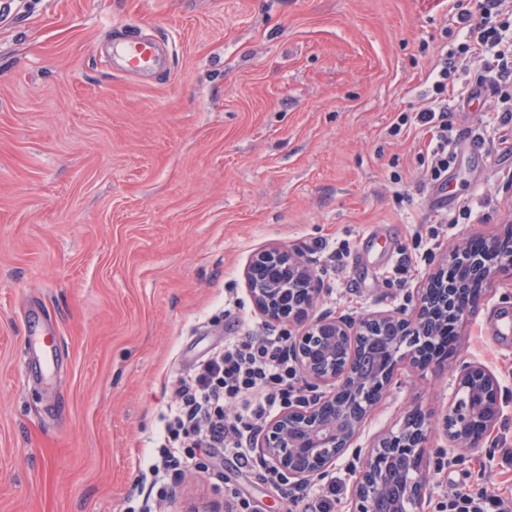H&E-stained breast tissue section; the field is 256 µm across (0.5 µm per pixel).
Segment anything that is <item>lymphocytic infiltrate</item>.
<instances>
[{"mask_svg": "<svg viewBox=\"0 0 512 512\" xmlns=\"http://www.w3.org/2000/svg\"><path fill=\"white\" fill-rule=\"evenodd\" d=\"M512 13V0H474L471 11L459 14L468 28L460 49L441 53L432 71L431 106L419 113L421 123L431 125L436 146L427 157L425 175L438 180L448 170L457 141L450 119L448 82L462 57L484 64L480 85L493 95L491 111L512 121V37L503 36L498 17ZM290 336L281 329L262 335L246 333L225 339L221 348L199 362L188 375L179 377L173 400L164 417L158 455L148 471L153 483L181 476L196 465L199 448L222 450L241 471L259 470L272 485L287 484V477L256 455L253 448L262 427L277 412L302 399L297 373L289 354ZM441 512H512V495L486 489L454 494L441 503Z\"/></svg>", "mask_w": 512, "mask_h": 512, "instance_id": "obj_1", "label": "lymphocytic infiltrate"}]
</instances>
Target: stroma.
I'll return each mask as SVG.
<instances>
[{"label": "stroma", "mask_w": 512, "mask_h": 512, "mask_svg": "<svg viewBox=\"0 0 512 512\" xmlns=\"http://www.w3.org/2000/svg\"><path fill=\"white\" fill-rule=\"evenodd\" d=\"M0 11V512H137L170 383L231 336L263 334L243 276L272 244L323 288L314 313L411 310L449 250L512 232V122L455 77L460 133L425 204L417 120L468 0H10ZM160 40L150 73H119L113 33ZM481 142H474V135ZM409 272H401L405 257ZM38 307L61 372L25 381ZM512 270L456 327L439 372L401 365L356 442L408 409L440 415L458 368L500 384L482 448L436 465L430 505L512 493ZM156 512H225L240 492L290 512L285 490L209 449Z\"/></svg>", "instance_id": "35a3bbf8"}]
</instances>
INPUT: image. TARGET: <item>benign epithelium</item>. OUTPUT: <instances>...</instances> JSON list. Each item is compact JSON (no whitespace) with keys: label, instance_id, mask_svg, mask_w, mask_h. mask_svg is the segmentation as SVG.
<instances>
[{"label":"benign epithelium","instance_id":"1","mask_svg":"<svg viewBox=\"0 0 512 512\" xmlns=\"http://www.w3.org/2000/svg\"><path fill=\"white\" fill-rule=\"evenodd\" d=\"M479 250L464 246L452 251L446 268L434 271L416 292L411 313L368 314L357 321L324 313L312 314L320 282L297 251L270 246L252 256L244 272L255 308L277 323L292 328L290 356L312 388V395L264 425L259 447L288 478L309 482L324 474L356 442L360 429L392 384L399 366L429 367L418 349L434 335L432 322L452 319L466 323L481 299L495 267H512V234L481 237ZM373 331L389 337L376 359V370H357L359 340ZM368 392L362 403L341 395ZM420 426L399 428L383 435L365 450H357L350 491L351 512H424L430 495V448L434 428L448 437V452L458 456L482 447L500 418L496 377L477 364L462 366L457 391L448 400L440 423L415 408Z\"/></svg>","mask_w":512,"mask_h":512}]
</instances>
